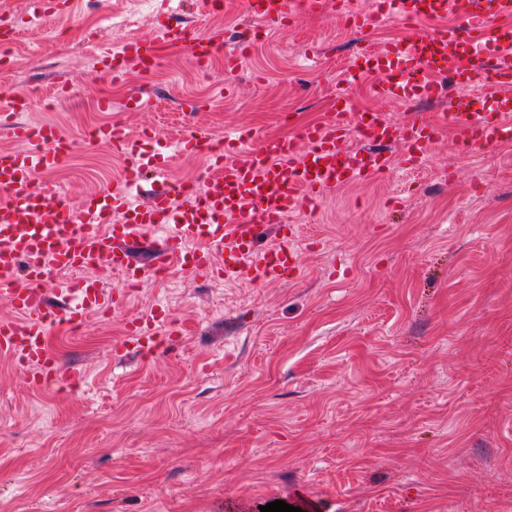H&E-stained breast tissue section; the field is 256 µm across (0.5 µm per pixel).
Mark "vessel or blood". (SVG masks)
I'll use <instances>...</instances> for the list:
<instances>
[{
  "mask_svg": "<svg viewBox=\"0 0 512 512\" xmlns=\"http://www.w3.org/2000/svg\"><path fill=\"white\" fill-rule=\"evenodd\" d=\"M245 7L283 25L333 11L359 32L381 17L412 27L413 36L382 49H358L348 73L375 75L371 93L379 103L411 102L417 111L400 124L379 111L367 117L340 92L330 120L303 128L298 137L267 138L252 149L249 130L227 131L223 151L209 159L202 199L180 202L162 183L143 198L131 191L147 178L164 176L173 156L200 154L201 130L146 142L119 127L102 126L96 138L123 156L122 178L72 208L55 202L52 185L34 184L36 174L51 173L65 162L71 140L54 125L19 122L25 98L0 103V112L12 119V137L22 144L0 155V301L16 312L0 320V357L30 372L33 387L42 390L67 380L47 343L51 326L44 315L43 283L51 269L83 273L109 267L131 281L148 280V272L133 266L128 247L153 233L161 238L166 259L182 269H211L228 283L244 277L285 279L298 269L302 244L299 225L286 220L288 212L314 209L336 186L381 177L394 161L419 168L447 130L465 154L512 143V0H380L374 13L352 12L349 0H245ZM223 44L222 27L201 31L165 14L158 17L153 36L124 41L107 50L104 61L114 79L128 80L154 70L160 48L204 64L223 52ZM223 54L225 69L236 70L241 51ZM447 81L458 91L447 111L433 117L422 112V104L442 96ZM477 85L481 94L471 97ZM396 142L403 147L397 160L388 152ZM266 232L276 236V245L260 246ZM23 258L29 265L20 287L16 270ZM124 301V292L85 283L67 303L66 323L83 325L90 314L119 309ZM165 319L163 311L154 310L129 321V340L152 343Z\"/></svg>",
  "mask_w": 512,
  "mask_h": 512,
  "instance_id": "obj_1",
  "label": "vessel or blood"
}]
</instances>
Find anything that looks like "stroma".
Returning a JSON list of instances; mask_svg holds the SVG:
<instances>
[{"instance_id": "obj_1", "label": "stroma", "mask_w": 512, "mask_h": 512, "mask_svg": "<svg viewBox=\"0 0 512 512\" xmlns=\"http://www.w3.org/2000/svg\"><path fill=\"white\" fill-rule=\"evenodd\" d=\"M199 2L74 0L32 28L27 0H0V24L26 30L0 63V98L30 92L23 120L77 144L38 184L72 202L111 187L120 157L83 135L106 122L292 135L332 112L359 43L408 34L326 14L267 24L232 73L223 54L203 73L170 50L130 86L100 71V46L150 36L165 8L223 27L236 49L245 9L208 17ZM372 82L342 83L359 111L378 107ZM135 87L152 111L124 108ZM288 220L307 241L295 278L178 269L81 335L56 324L48 344L72 387L34 389L0 357V512H512V146L463 155L446 132L423 169L337 187ZM158 307L181 333L146 360L125 324Z\"/></svg>"}]
</instances>
